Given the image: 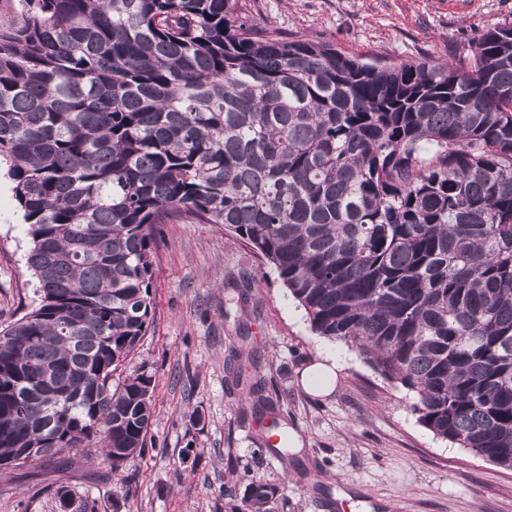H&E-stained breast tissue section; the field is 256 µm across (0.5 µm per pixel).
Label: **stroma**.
Wrapping results in <instances>:
<instances>
[{"mask_svg":"<svg viewBox=\"0 0 512 512\" xmlns=\"http://www.w3.org/2000/svg\"><path fill=\"white\" fill-rule=\"evenodd\" d=\"M256 26L398 63L454 59L461 44L512 23V0H248ZM29 240L7 179H0V326L37 298ZM154 320L124 371L155 379L145 456L113 470L64 453L0 468V512H59L57 487L95 512H230L227 489L252 478L278 486L288 512H512V470L491 465L421 426L414 394L375 373L346 346L335 389L301 383L328 347L273 268L220 224L160 225ZM247 288L244 307L229 302ZM246 320L249 370L276 395L275 413L300 442L291 460L260 453L253 401L228 374ZM199 411L200 425L188 412Z\"/></svg>","mask_w":512,"mask_h":512,"instance_id":"35a3bbf8","label":"stroma"}]
</instances>
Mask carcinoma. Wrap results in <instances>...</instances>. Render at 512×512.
I'll return each instance as SVG.
<instances>
[{"mask_svg": "<svg viewBox=\"0 0 512 512\" xmlns=\"http://www.w3.org/2000/svg\"><path fill=\"white\" fill-rule=\"evenodd\" d=\"M0 168L37 306L0 330V465L147 450L155 230L222 224L312 332L512 470V23L383 65L256 32L240 0H0ZM254 414L264 381L235 371ZM259 452L291 455L284 430ZM251 479L240 512H275Z\"/></svg>", "mask_w": 512, "mask_h": 512, "instance_id": "cac0c4a2", "label": "carcinoma"}]
</instances>
